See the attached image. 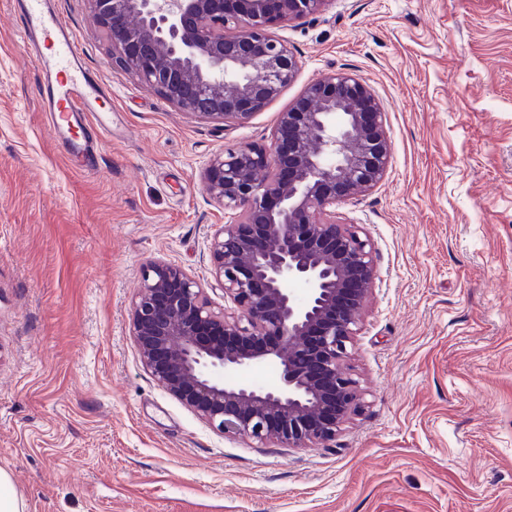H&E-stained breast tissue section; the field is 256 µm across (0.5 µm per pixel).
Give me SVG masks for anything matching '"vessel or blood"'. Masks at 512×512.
<instances>
[{
	"instance_id": "obj_1",
	"label": "vessel or blood",
	"mask_w": 512,
	"mask_h": 512,
	"mask_svg": "<svg viewBox=\"0 0 512 512\" xmlns=\"http://www.w3.org/2000/svg\"><path fill=\"white\" fill-rule=\"evenodd\" d=\"M10 8L37 63L40 105L50 128L72 162L95 169L101 138L112 131L111 89L84 62L53 0H11Z\"/></svg>"
}]
</instances>
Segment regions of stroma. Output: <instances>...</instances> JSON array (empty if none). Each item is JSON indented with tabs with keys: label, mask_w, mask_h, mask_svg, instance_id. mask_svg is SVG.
I'll return each mask as SVG.
<instances>
[{
	"label": "stroma",
	"mask_w": 512,
	"mask_h": 512,
	"mask_svg": "<svg viewBox=\"0 0 512 512\" xmlns=\"http://www.w3.org/2000/svg\"><path fill=\"white\" fill-rule=\"evenodd\" d=\"M57 4L112 134L95 171L70 162L0 0V469L25 512H512V0H331L273 27L297 79L229 126L116 68L89 0ZM337 71L391 143L383 181L336 207L374 248L347 361L364 406L327 448L227 437L143 368L131 301L163 260L223 307L201 175Z\"/></svg>",
	"instance_id": "stroma-1"
}]
</instances>
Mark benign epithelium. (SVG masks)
Here are the masks:
<instances>
[{"label":"benign epithelium","mask_w":512,"mask_h":512,"mask_svg":"<svg viewBox=\"0 0 512 512\" xmlns=\"http://www.w3.org/2000/svg\"><path fill=\"white\" fill-rule=\"evenodd\" d=\"M112 61L184 113L244 123L298 73L270 27L328 0H89ZM385 108L360 78L330 73L279 113L271 145L213 157L202 174L231 212L214 233L211 273L237 313L211 306L181 267L151 261L132 303L142 366L172 397L233 438L316 448L362 406L344 369L376 279L373 247L331 207L384 178ZM300 282L305 293L288 285ZM274 364L279 382L233 377Z\"/></svg>","instance_id":"benign-epithelium-1"}]
</instances>
